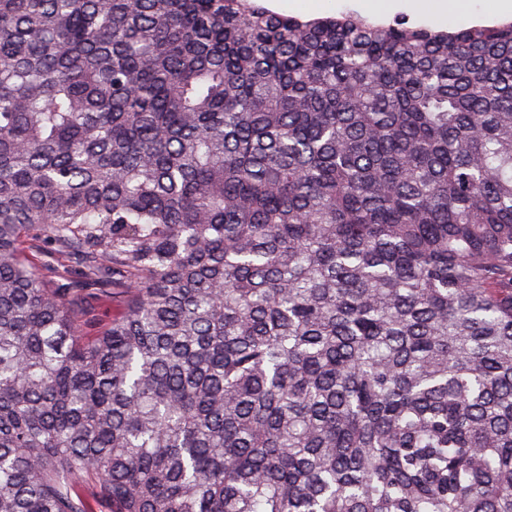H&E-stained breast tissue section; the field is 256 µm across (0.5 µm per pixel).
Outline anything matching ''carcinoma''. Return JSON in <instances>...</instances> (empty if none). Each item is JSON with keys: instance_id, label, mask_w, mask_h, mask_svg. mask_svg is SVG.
Returning <instances> with one entry per match:
<instances>
[{"instance_id": "cac0c4a2", "label": "carcinoma", "mask_w": 512, "mask_h": 512, "mask_svg": "<svg viewBox=\"0 0 512 512\" xmlns=\"http://www.w3.org/2000/svg\"><path fill=\"white\" fill-rule=\"evenodd\" d=\"M99 502L512 512V20L0 0V512ZM23 251L47 281L62 284L67 288H86L82 286L76 268L74 266L66 267L61 264L52 254L48 244L39 235L38 231H31L25 238ZM83 307L92 324H104L112 319L114 312L112 306L104 304L97 295L85 294Z\"/></svg>"}]
</instances>
